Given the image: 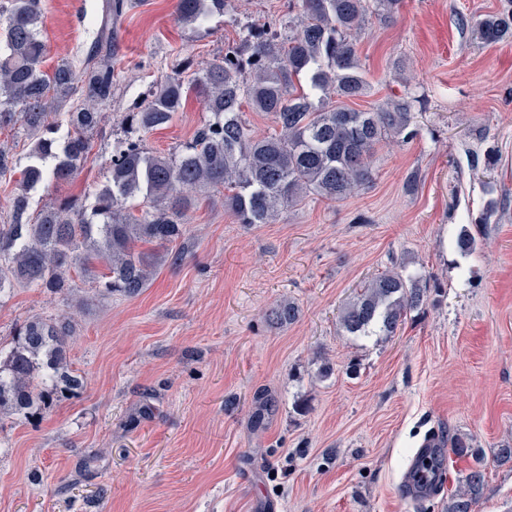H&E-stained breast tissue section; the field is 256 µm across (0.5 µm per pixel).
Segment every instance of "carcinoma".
I'll list each match as a JSON object with an SVG mask.
<instances>
[{
    "instance_id": "obj_1",
    "label": "carcinoma",
    "mask_w": 512,
    "mask_h": 512,
    "mask_svg": "<svg viewBox=\"0 0 512 512\" xmlns=\"http://www.w3.org/2000/svg\"><path fill=\"white\" fill-rule=\"evenodd\" d=\"M128 2L104 0L80 79L69 62L50 75L42 71L40 0H0V125L18 122L32 141L22 171L25 187L71 179L88 154L100 109L112 101L113 59ZM230 3L177 0L176 20L202 23L212 14H226ZM401 3L288 0L283 32L247 25L240 40L206 68L198 70L192 59H183L177 73L124 113L127 136L116 142L109 179L96 190L91 208L78 197H65L33 219L25 194L11 199L9 220L0 225V291L23 284L71 292L69 272L79 264L104 292L139 294L151 278L154 258L141 246L167 248L182 238L196 190L223 195L240 224H271L309 194L340 202L363 189L372 181L377 147L417 135L413 97L372 111L341 104L371 91L357 53L368 15L390 18ZM462 24L488 44L512 39V0ZM193 88L205 97L208 119L182 148L166 155L148 152L142 135L166 127ZM78 93L81 104L69 112V130L61 141L56 111ZM245 104L271 116L275 132L256 133L243 118ZM49 157L56 159L51 169L43 164ZM428 291L421 276L384 271L344 306L340 327L352 336H393L408 313L424 305ZM298 313L295 303L284 301L266 318L282 327ZM73 336L65 319L25 323L14 345L0 352V414L28 419L83 387L68 360ZM448 447L459 459L475 456L460 435L450 438ZM443 463L437 449L421 460L419 470L437 472ZM485 483L476 459L449 498L448 512H474Z\"/></svg>"
}]
</instances>
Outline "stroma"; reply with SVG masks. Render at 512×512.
<instances>
[{
  "instance_id": "35a3bbf8",
  "label": "stroma",
  "mask_w": 512,
  "mask_h": 512,
  "mask_svg": "<svg viewBox=\"0 0 512 512\" xmlns=\"http://www.w3.org/2000/svg\"><path fill=\"white\" fill-rule=\"evenodd\" d=\"M176 0H135L120 30L114 97L73 181L24 189L32 144L0 127L11 171L0 222L26 192L30 214L92 194L106 180L121 119L192 58L223 56L243 25H274L288 0H234L232 16L178 23ZM103 0H41L42 69L82 71ZM500 0H403L368 18L358 43L370 109L415 97L417 135L380 145L373 181L340 202L310 195L273 224H240L222 196L200 193L184 235L146 288L107 295L73 266V294L0 293V346L26 321L75 329L78 396L34 420L0 415V512H446L467 464L446 461L442 486L408 498L404 472L426 434L471 438L486 469L476 512H512V39L487 44L464 17ZM208 113L196 98L151 151L189 141ZM418 172L415 193L404 181ZM496 223L478 217L488 198ZM476 238L462 254L460 234ZM430 282L426 303L393 336H347L344 305L378 273ZM300 308L276 328L267 310Z\"/></svg>"
}]
</instances>
